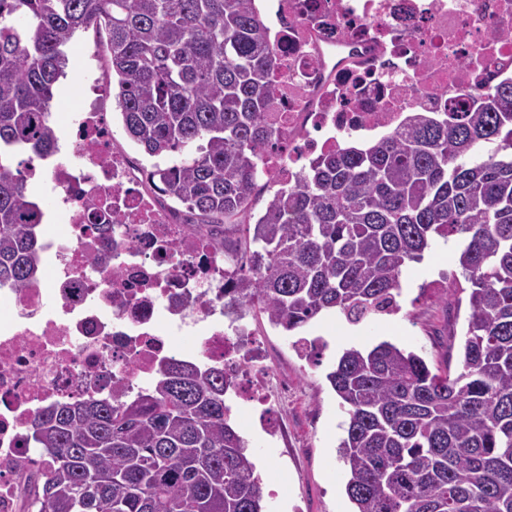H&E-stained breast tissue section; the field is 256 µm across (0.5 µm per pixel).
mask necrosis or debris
<instances>
[{"instance_id": "1", "label": "necrosis or debris", "mask_w": 512, "mask_h": 512, "mask_svg": "<svg viewBox=\"0 0 512 512\" xmlns=\"http://www.w3.org/2000/svg\"><path fill=\"white\" fill-rule=\"evenodd\" d=\"M267 27L279 65L264 163L284 183L346 139L392 133L412 112L462 115L463 89L512 77V0H272ZM102 95L78 98L69 134L26 171L48 178L49 202L32 283L0 281V512H25L42 480L29 442L40 409L129 398L174 359L222 368L238 405L288 398L226 313L239 261L164 207L116 148ZM187 328L198 341L177 343Z\"/></svg>"}]
</instances>
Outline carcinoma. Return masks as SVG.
I'll list each match as a JSON object with an SVG mask.
<instances>
[{
	"label": "carcinoma",
	"instance_id": "obj_1",
	"mask_svg": "<svg viewBox=\"0 0 512 512\" xmlns=\"http://www.w3.org/2000/svg\"><path fill=\"white\" fill-rule=\"evenodd\" d=\"M253 0H0V281L34 276V209L6 154L54 147V88L77 32L106 29L124 130L185 223L246 260L229 308L285 332L334 311L357 324L396 303L436 238L469 284L455 376L387 341L326 378L347 415L354 512H512V80L462 91L469 112H416L276 187L262 157L278 59ZM274 192L255 212L257 181ZM224 370L175 362L127 401L40 410L45 461L29 512H264Z\"/></svg>",
	"mask_w": 512,
	"mask_h": 512
}]
</instances>
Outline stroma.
<instances>
[{"mask_svg": "<svg viewBox=\"0 0 512 512\" xmlns=\"http://www.w3.org/2000/svg\"><path fill=\"white\" fill-rule=\"evenodd\" d=\"M106 34L78 32L69 52L66 79L55 88L54 107L66 113L82 84L107 83ZM81 84V85H82ZM461 270L447 242L435 240L421 262L408 264L397 298L399 311L352 326L333 313L323 314L291 336L271 326L259 311L248 315L249 327L265 346L271 366L286 375L292 391L276 416L288 428L286 441L273 442L248 411L234 410L238 431L248 432V451L263 488L265 512H353L345 492L346 469L338 446L346 415L326 375L346 347L369 349L388 341L415 352L435 373H457L467 326L468 305H446L436 283H451ZM313 340L318 359L300 357L296 337Z\"/></svg>", "mask_w": 512, "mask_h": 512, "instance_id": "1", "label": "stroma"}]
</instances>
